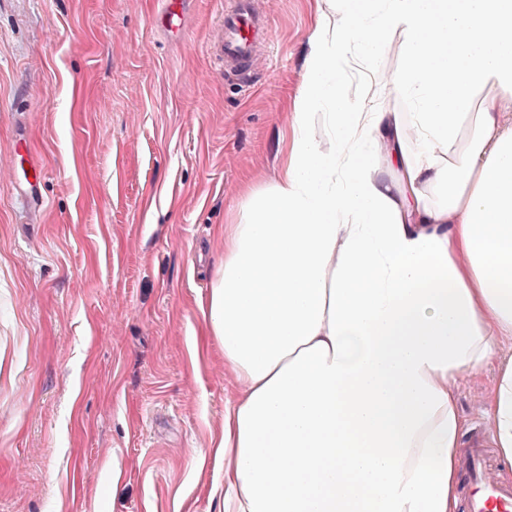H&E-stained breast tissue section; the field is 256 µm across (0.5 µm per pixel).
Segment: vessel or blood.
I'll list each match as a JSON object with an SVG mask.
<instances>
[{
	"mask_svg": "<svg viewBox=\"0 0 512 512\" xmlns=\"http://www.w3.org/2000/svg\"><path fill=\"white\" fill-rule=\"evenodd\" d=\"M158 25L172 30L183 15V0H162ZM220 36L207 47L220 66L239 68L271 37L268 21L258 15L251 0H235L231 9L220 11ZM468 474L467 512H512V488L500 486L488 475L482 439H474L463 459Z\"/></svg>",
	"mask_w": 512,
	"mask_h": 512,
	"instance_id": "vessel-or-blood-1",
	"label": "vessel or blood"
}]
</instances>
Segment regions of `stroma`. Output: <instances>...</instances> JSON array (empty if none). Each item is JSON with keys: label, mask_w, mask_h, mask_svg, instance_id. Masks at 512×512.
Listing matches in <instances>:
<instances>
[{"label": "stroma", "mask_w": 512, "mask_h": 512, "mask_svg": "<svg viewBox=\"0 0 512 512\" xmlns=\"http://www.w3.org/2000/svg\"><path fill=\"white\" fill-rule=\"evenodd\" d=\"M272 28L244 72L157 0H0V512H220L214 444L232 385L199 303L288 160L327 0H256ZM42 167L37 201L18 147ZM471 377L464 439L487 427ZM185 0H161L162 9L157 16L156 24L172 30L179 27L183 15V5Z\"/></svg>", "instance_id": "1"}]
</instances>
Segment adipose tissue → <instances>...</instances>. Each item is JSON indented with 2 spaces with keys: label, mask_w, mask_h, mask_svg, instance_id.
I'll use <instances>...</instances> for the list:
<instances>
[{
  "label": "adipose tissue",
  "mask_w": 512,
  "mask_h": 512,
  "mask_svg": "<svg viewBox=\"0 0 512 512\" xmlns=\"http://www.w3.org/2000/svg\"><path fill=\"white\" fill-rule=\"evenodd\" d=\"M309 46L285 172L200 305L234 384L224 512H460L457 394L492 362L512 478V0H343Z\"/></svg>",
  "instance_id": "adipose-tissue-1"
}]
</instances>
